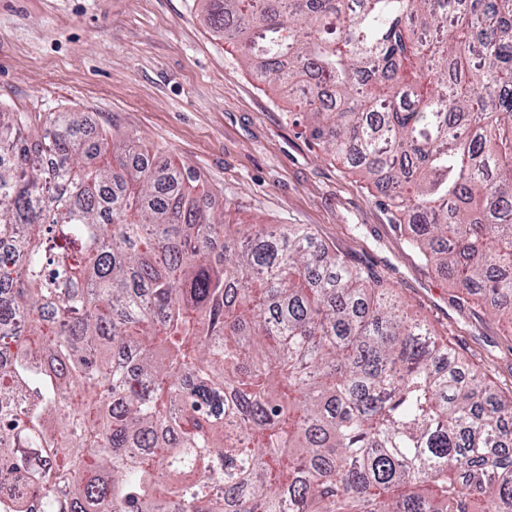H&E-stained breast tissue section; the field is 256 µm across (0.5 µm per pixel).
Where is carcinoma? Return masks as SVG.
I'll return each mask as SVG.
<instances>
[{"mask_svg":"<svg viewBox=\"0 0 512 512\" xmlns=\"http://www.w3.org/2000/svg\"><path fill=\"white\" fill-rule=\"evenodd\" d=\"M512 342V0H210ZM0 106V512H512V384L306 224Z\"/></svg>","mask_w":512,"mask_h":512,"instance_id":"carcinoma-1","label":"carcinoma"}]
</instances>
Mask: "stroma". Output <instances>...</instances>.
Listing matches in <instances>:
<instances>
[{
  "instance_id": "stroma-1",
  "label": "stroma",
  "mask_w": 512,
  "mask_h": 512,
  "mask_svg": "<svg viewBox=\"0 0 512 512\" xmlns=\"http://www.w3.org/2000/svg\"><path fill=\"white\" fill-rule=\"evenodd\" d=\"M208 0H0V104L84 113L191 170L225 223L306 224L370 268L465 361L512 382V343L478 297L422 265L377 188L325 155L207 21Z\"/></svg>"
}]
</instances>
